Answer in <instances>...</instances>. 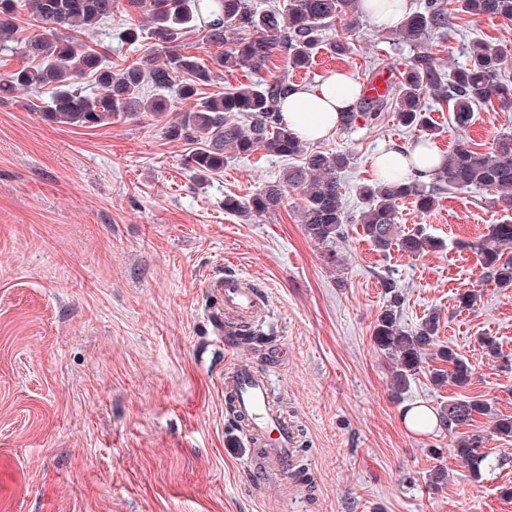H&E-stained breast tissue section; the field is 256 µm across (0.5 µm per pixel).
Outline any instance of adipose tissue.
Here are the masks:
<instances>
[{"instance_id":"ef3b65f1","label":"adipose tissue","mask_w":512,"mask_h":512,"mask_svg":"<svg viewBox=\"0 0 512 512\" xmlns=\"http://www.w3.org/2000/svg\"><path fill=\"white\" fill-rule=\"evenodd\" d=\"M359 96V86L351 75L332 72L311 88H295L281 98L279 112L282 122L304 141H318L335 133L343 112L349 111ZM440 163L438 150L421 155L419 150L391 149L378 155L376 164L383 173L394 172L401 177H419L426 181Z\"/></svg>"}]
</instances>
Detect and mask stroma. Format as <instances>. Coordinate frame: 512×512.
Returning a JSON list of instances; mask_svg holds the SVG:
<instances>
[{
	"mask_svg": "<svg viewBox=\"0 0 512 512\" xmlns=\"http://www.w3.org/2000/svg\"><path fill=\"white\" fill-rule=\"evenodd\" d=\"M139 25L142 40L122 32ZM150 26L118 0L97 35L112 62L138 60ZM499 44L512 81V22L451 13L436 38L446 69L464 60L473 39ZM414 49L397 30L364 20L344 57L320 50L313 66L289 71L275 52L266 68L225 72L207 94L288 74L312 87L332 71L364 81L374 67L398 73ZM38 93L18 91L0 104V512H512V438L489 439L499 465L474 480L450 453L463 429L413 430L404 416L436 411L458 394L488 400L512 416V288L488 282L466 242L502 214L491 196L451 191L427 215L399 201L403 231L423 230L442 249L410 256L381 253L360 224H347L333 265L298 221V192L273 214L248 219L224 209L225 196L249 198L278 180L289 160L257 151L228 160L197 180L184 141L166 139L152 119L94 129L45 122L31 108ZM446 152L460 143L485 150L512 133V106L478 109L463 132L445 105L427 100ZM417 131L392 113L358 120L313 142L351 154L342 176L349 215L360 186L377 177L376 157L412 147ZM234 272L268 300L251 345L224 347V311L210 281ZM393 279L402 322L440 314L437 340L472 368L467 388L434 385L439 360L400 398L373 339ZM479 295L474 308L459 294ZM494 337L500 357L479 337ZM270 375L275 395L300 431L308 477L300 497L254 482L253 445L228 411L226 365ZM444 470L440 486L429 476Z\"/></svg>",
	"mask_w": 512,
	"mask_h": 512,
	"instance_id": "1",
	"label": "stroma"
}]
</instances>
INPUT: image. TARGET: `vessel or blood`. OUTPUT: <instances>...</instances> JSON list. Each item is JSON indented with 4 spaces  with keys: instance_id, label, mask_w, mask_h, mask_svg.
<instances>
[{
    "instance_id": "1",
    "label": "vessel or blood",
    "mask_w": 512,
    "mask_h": 512,
    "mask_svg": "<svg viewBox=\"0 0 512 512\" xmlns=\"http://www.w3.org/2000/svg\"><path fill=\"white\" fill-rule=\"evenodd\" d=\"M214 286L222 297L225 315L246 320L261 311V301L244 277L228 273L215 280ZM223 385L225 396L234 399L250 436L259 444L254 480L293 493L292 477L299 468L298 431L272 403L267 377L248 364L235 363L226 367Z\"/></svg>"
}]
</instances>
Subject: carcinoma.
I'll use <instances>...</instances> for the list:
<instances>
[{"mask_svg": "<svg viewBox=\"0 0 512 512\" xmlns=\"http://www.w3.org/2000/svg\"><path fill=\"white\" fill-rule=\"evenodd\" d=\"M134 10L152 24L154 48L137 61L114 64L89 38L112 18L117 0H0V47L17 44L15 53L25 62L0 75V101L19 90L49 88L52 96L39 109V116L55 124L97 128L121 119L165 120L162 134L194 146L192 168L203 181L224 170L225 160L249 156L262 149L281 158L303 157L302 164L283 173L282 178L259 188L242 200L224 197V210L240 216L277 211L288 192L301 196L299 222L306 236L339 261L336 242L342 238L349 216L339 174L351 164L347 153L307 150L279 118L278 100L293 89L288 76L257 81L231 92L208 95L224 70H259L283 49L288 68L307 69L323 43V32L338 22L345 24L331 51L345 56L359 38V0H278L260 9L254 0H211V13L204 17L201 0H129ZM455 11L473 16L498 17L512 21V0H454ZM30 11L39 33L18 37V14ZM449 0H423L399 28L402 39L417 49L416 56L400 71L399 81L377 96L360 93L355 108L343 116L340 127L350 129L362 118L378 119L394 113L397 123L411 129H427L423 99L430 94L448 105L452 125L467 129L474 112L499 102L512 104V84L502 78L507 59L498 45L475 40L466 50V62L450 72L444 70L429 47L431 37L448 29ZM191 32L216 48L211 62L191 52H178L176 44ZM90 76L100 92H87L81 79ZM188 100L192 107L168 117L171 104ZM478 191L494 195L492 204L504 212L479 240L465 244L474 250L488 281L512 288V134L498 136L491 148L478 151L459 144L441 155L431 182L403 181L379 177L359 187L363 208L358 223L364 236L380 252L397 247L416 256L438 250L442 243L421 232L404 233L397 225L399 201L411 199L423 215L436 205L444 191ZM389 304L374 326V343L387 360L394 394L410 384L422 366L423 356L434 345L439 315L431 312L410 330L401 321V298L396 283L388 279ZM436 357L447 365L430 372L432 381L465 387L472 368L452 348L437 350ZM490 403L460 396L437 412L439 425L448 428L471 426L480 415L491 414ZM487 434L472 430L457 440L453 454L469 467L477 481L493 469L486 452Z\"/></svg>", "mask_w": 512, "mask_h": 512, "instance_id": "obj_1", "label": "carcinoma"}]
</instances>
